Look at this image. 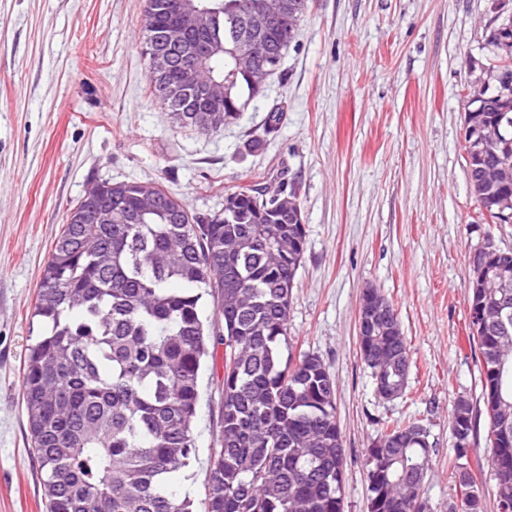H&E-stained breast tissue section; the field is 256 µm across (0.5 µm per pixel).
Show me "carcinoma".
Returning <instances> with one entry per match:
<instances>
[{"label":"carcinoma","instance_id":"1","mask_svg":"<svg viewBox=\"0 0 512 512\" xmlns=\"http://www.w3.org/2000/svg\"><path fill=\"white\" fill-rule=\"evenodd\" d=\"M144 12V43L165 33L168 0ZM262 0H202L244 12ZM294 37L271 38L255 69L271 76ZM497 69L512 52L493 35ZM238 46L224 38L208 75L224 82V111L176 112L148 75L151 96L182 128L217 132L240 119L262 90L237 66ZM465 121L488 131L512 120V86L471 101ZM234 208L191 211L156 182L95 184L72 208L37 284L41 333L26 348L21 405L44 486L46 512H193L174 475L196 456L193 424L202 363L224 346L220 434L205 476L203 512H343L345 448L336 422V390L323 359L293 354L288 343L292 290L307 246L303 224L289 222L297 192L239 186ZM211 298L213 320L202 303ZM480 354L512 358V337L496 342L470 331ZM361 359L392 386L407 383L405 336L362 338ZM488 416L485 461L493 476L512 467V431L498 430L492 378L481 373ZM455 469L470 466L472 407L450 417ZM386 427L366 448L378 461L368 479L369 512H422L420 492L432 448L409 441L395 450ZM460 502L482 512V498Z\"/></svg>","mask_w":512,"mask_h":512}]
</instances>
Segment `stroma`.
<instances>
[{
  "instance_id": "1",
  "label": "stroma",
  "mask_w": 512,
  "mask_h": 512,
  "mask_svg": "<svg viewBox=\"0 0 512 512\" xmlns=\"http://www.w3.org/2000/svg\"><path fill=\"white\" fill-rule=\"evenodd\" d=\"M145 3L0 0V512H45L21 357L38 334L42 266L76 202L102 180L159 182L211 213L236 187L282 179L307 231L288 339L319 355L335 383L344 512H368L365 452L387 421L427 429L425 512H457L456 398L476 412L469 459L484 458L488 429L467 256L489 234L512 247V224H486L465 170L466 89L495 64L492 0H312L263 96L209 134L178 127L149 93ZM368 286L395 306L412 357L404 394L389 402L358 348ZM223 376L219 355L200 370L196 459L176 478L197 503Z\"/></svg>"
}]
</instances>
